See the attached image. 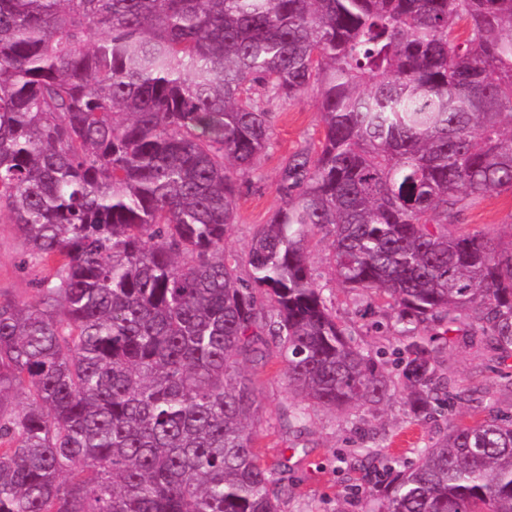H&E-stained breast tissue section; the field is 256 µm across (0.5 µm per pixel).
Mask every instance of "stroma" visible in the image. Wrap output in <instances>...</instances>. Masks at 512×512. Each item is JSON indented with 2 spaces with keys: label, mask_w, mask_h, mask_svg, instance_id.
Instances as JSON below:
<instances>
[{
  "label": "stroma",
  "mask_w": 512,
  "mask_h": 512,
  "mask_svg": "<svg viewBox=\"0 0 512 512\" xmlns=\"http://www.w3.org/2000/svg\"><path fill=\"white\" fill-rule=\"evenodd\" d=\"M273 112V149L261 159L256 174L238 179L237 218L224 239L231 254L245 255L257 225L267 223L281 206L277 180L282 160L302 148L316 149L323 134L315 90L274 106ZM455 229L479 230L494 242H512V196L485 194L462 212ZM330 243L329 235L318 232L307 251L308 264L340 324L377 353L378 363L393 381V391L374 407L312 406L307 429L299 435L280 420L292 395L279 360L244 363L262 402L257 446L265 461L282 463L276 474L282 512H373L379 493L364 449H376L380 462L391 461L401 469L416 463L421 448L434 441L453 418L470 423L491 408L512 419V358L496 360L483 343L462 336L451 353L439 354L436 360L439 371L460 392L461 401L432 417H417L406 403L409 381L385 358L406 342L396 312L336 282L328 264ZM25 251L13 225L0 219V292L33 301L37 292L33 272L23 264Z\"/></svg>",
  "instance_id": "35a3bbf8"
}]
</instances>
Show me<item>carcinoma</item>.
<instances>
[{
    "label": "carcinoma",
    "instance_id": "cac0c4a2",
    "mask_svg": "<svg viewBox=\"0 0 512 512\" xmlns=\"http://www.w3.org/2000/svg\"><path fill=\"white\" fill-rule=\"evenodd\" d=\"M311 87L320 147L230 254L237 175ZM492 191L512 192V0H0V217L48 267L36 301L0 293V512H280L241 362L275 343L296 432L308 404L391 391L309 243L328 231L336 279L408 326L428 413L461 315L512 356V242L449 231ZM420 455L378 474L376 512H512V421Z\"/></svg>",
    "mask_w": 512,
    "mask_h": 512
}]
</instances>
